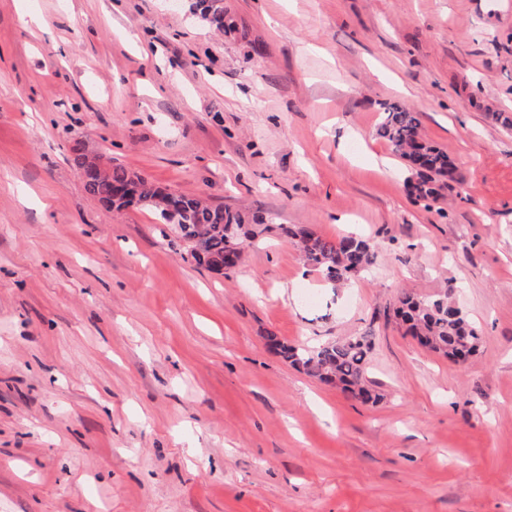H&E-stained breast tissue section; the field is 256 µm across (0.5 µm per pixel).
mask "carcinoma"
Returning <instances> with one entry per match:
<instances>
[{
  "label": "carcinoma",
  "instance_id": "obj_1",
  "mask_svg": "<svg viewBox=\"0 0 512 512\" xmlns=\"http://www.w3.org/2000/svg\"><path fill=\"white\" fill-rule=\"evenodd\" d=\"M378 134L386 139L416 180L409 184L415 200L436 201L443 191L462 186L457 166L448 152L420 134L418 113L394 106L384 113ZM86 192L109 209L137 203L161 224H174V233L187 247L195 263L218 274L237 265L241 245L265 231L264 222L238 209L211 206L198 198L169 191L149 178L120 164L103 167L83 153L74 157ZM131 189L126 200L118 192ZM280 234L292 238L307 263L331 283H343L352 274L367 270L375 262L368 240L356 236L327 238L307 226L279 225ZM405 333L429 351L454 362H464L479 350L482 337L466 313L451 299V290L434 296L402 292L393 308ZM267 345L284 361L321 382L349 393L365 403H375L380 394L366 377L368 355L374 346L371 336L308 348L290 344L271 334Z\"/></svg>",
  "mask_w": 512,
  "mask_h": 512
}]
</instances>
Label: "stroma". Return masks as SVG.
Wrapping results in <instances>:
<instances>
[{
	"mask_svg": "<svg viewBox=\"0 0 512 512\" xmlns=\"http://www.w3.org/2000/svg\"><path fill=\"white\" fill-rule=\"evenodd\" d=\"M0 0V512H512V0ZM420 116L462 194L414 202ZM263 218L216 274L74 150ZM367 237L331 286L278 227ZM454 297L456 364L389 317ZM375 341L365 405L286 363ZM419 114L394 106L384 112L378 134L386 139L416 180L409 184L415 200L437 201L443 191L462 189L457 166L448 152L420 134Z\"/></svg>",
	"mask_w": 512,
	"mask_h": 512,
	"instance_id": "35a3bbf8",
	"label": "stroma"
}]
</instances>
